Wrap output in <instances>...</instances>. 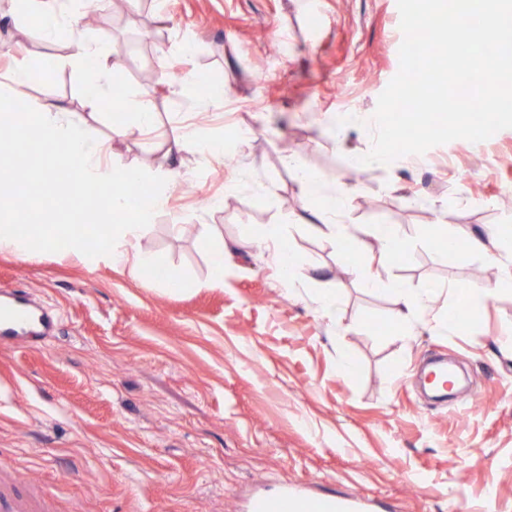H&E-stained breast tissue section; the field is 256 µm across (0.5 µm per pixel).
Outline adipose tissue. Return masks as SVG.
<instances>
[{
  "label": "adipose tissue",
  "mask_w": 512,
  "mask_h": 512,
  "mask_svg": "<svg viewBox=\"0 0 512 512\" xmlns=\"http://www.w3.org/2000/svg\"><path fill=\"white\" fill-rule=\"evenodd\" d=\"M17 5L22 14H35L41 18L42 43H50L59 30H66L69 34V63L82 70L86 84L104 93L111 106L119 110L125 108L126 99L123 93L117 90L119 83L117 71L109 66L101 44L90 36L83 26V14L79 7L62 10L60 0H17ZM438 231L446 250L456 252L469 248L480 251L489 262L494 264H500L498 247L512 246L511 224H502L497 227L494 233L497 248L493 251L485 249L480 240L449 230L447 225H439Z\"/></svg>",
  "instance_id": "ef3b65f1"
}]
</instances>
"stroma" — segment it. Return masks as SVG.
Instances as JSON below:
<instances>
[{"label":"stroma","instance_id":"stroma-1","mask_svg":"<svg viewBox=\"0 0 512 512\" xmlns=\"http://www.w3.org/2000/svg\"><path fill=\"white\" fill-rule=\"evenodd\" d=\"M90 33L121 75L126 112L89 107L63 61L66 33L42 50L13 0H0V91L35 108L56 101L103 142L106 163L149 172L171 128L252 136L228 159L181 153L136 245L186 270L188 289L61 251L0 255V286L46 307L55 327L0 344V512L20 500L38 512H246L284 481L363 498L370 512H512V353L497 342L512 333V292L473 300L459 319L486 260L441 250L437 232L480 237L512 219V128L355 166L400 67L397 0H137L102 12ZM16 61L46 81L11 84ZM186 63L207 82L176 98ZM146 71L149 130L132 119ZM219 83L214 109L205 98ZM299 167L342 195L352 234L339 246L311 231L320 205ZM267 224L321 280L280 276L270 245L254 247ZM383 226L402 230L403 256L379 259ZM213 237L230 247L220 288L206 285ZM354 252L382 288L338 262ZM322 288L336 293L328 318ZM399 288L430 303L397 330Z\"/></svg>","mask_w":512,"mask_h":512}]
</instances>
